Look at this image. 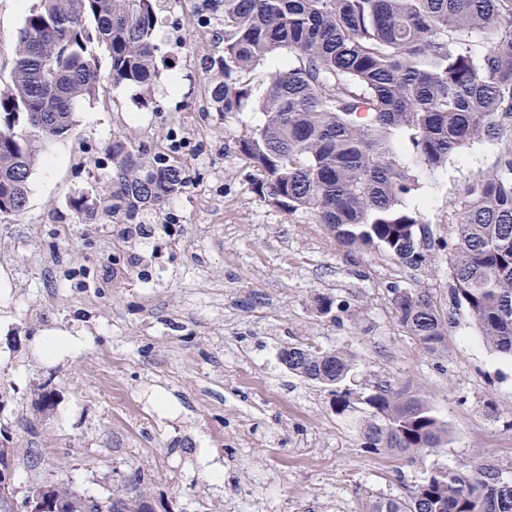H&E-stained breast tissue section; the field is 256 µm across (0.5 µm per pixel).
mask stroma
<instances>
[{
  "mask_svg": "<svg viewBox=\"0 0 512 512\" xmlns=\"http://www.w3.org/2000/svg\"><path fill=\"white\" fill-rule=\"evenodd\" d=\"M161 2L150 91L111 83L84 103L33 174L24 214L0 222V425L17 494L66 481L104 499L141 468L155 512H365L480 457L512 481V358L484 345L455 302L448 263L457 202L493 166L494 145L418 170L405 205L422 215L431 262L409 269L380 252L347 253L310 214H285L256 191L238 141L262 113L204 110L199 63L215 49L213 28L198 23L197 0ZM30 4L0 0V86ZM176 125L197 141L181 159L191 185L171 203L179 223L153 218L150 235L123 239L105 217L78 220L72 202L106 184L114 136L158 147ZM134 255L156 267L153 283H140ZM394 285L434 296L444 351L426 352L397 325ZM326 295L347 310L319 313ZM44 335L62 341L50 360L36 348ZM287 346L353 354L356 399L339 409L289 372ZM381 380L423 395L448 428L416 464L363 446L360 398ZM211 465L222 480L206 476Z\"/></svg>",
  "mask_w": 512,
  "mask_h": 512,
  "instance_id": "obj_1",
  "label": "stroma"
}]
</instances>
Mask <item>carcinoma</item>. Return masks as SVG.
<instances>
[{"label":"carcinoma","instance_id":"1","mask_svg":"<svg viewBox=\"0 0 512 512\" xmlns=\"http://www.w3.org/2000/svg\"><path fill=\"white\" fill-rule=\"evenodd\" d=\"M200 23L216 20L215 50L202 63L209 108L225 115L258 105L264 119L239 140L254 186L288 215H313L339 246L384 252L399 264L430 262L419 242L420 212L402 207L419 190L398 153L407 138L431 174L473 144L496 147L492 169L471 178L458 208L450 252L453 291L483 343L512 357V0H200ZM156 0H35L18 31L10 84L0 88V220L26 208L39 148L64 138L80 107L105 92L108 76L145 90L158 64ZM487 35L474 47L472 33ZM104 194L73 201L81 220L102 213L146 234L145 218L180 195L181 164L132 136L112 138ZM397 324L424 349L439 350L444 317L422 288H393ZM324 314L344 300L322 296ZM281 363L328 389L345 407L353 367L347 355L288 346ZM372 453L417 462L447 434L417 396L378 382L364 396ZM152 476H123L106 499L62 482H39L0 512H28L39 494L46 512H153ZM368 512H512V482L477 462L431 471L399 497Z\"/></svg>","mask_w":512,"mask_h":512}]
</instances>
